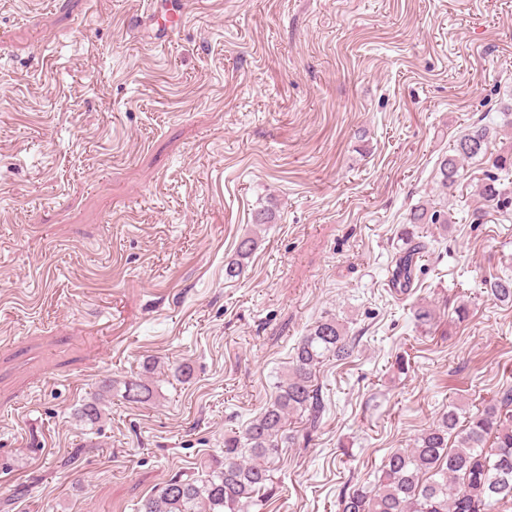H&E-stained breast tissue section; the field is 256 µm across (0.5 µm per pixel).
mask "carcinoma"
Returning <instances> with one entry per match:
<instances>
[{
  "label": "carcinoma",
  "instance_id": "cac0c4a2",
  "mask_svg": "<svg viewBox=\"0 0 512 512\" xmlns=\"http://www.w3.org/2000/svg\"><path fill=\"white\" fill-rule=\"evenodd\" d=\"M489 129L474 125L455 141L452 153L440 162L441 182L451 187L462 163L487 152ZM437 212L418 206L409 223H438ZM256 248L246 235L236 247L225 274L241 275ZM425 244L415 239L400 251L392 280L408 287ZM491 297L512 304V277L489 284ZM352 337L333 317L319 320L294 347L292 365L279 382L274 400L239 435L224 438V455L205 466L201 474L177 476L141 505L139 512H250L257 497L273 490V464L281 455L288 416L301 413L316 425L325 410L314 384L317 367L329 357L343 360L352 354ZM123 398L145 403L153 388L142 378L123 382ZM112 392V380H101L100 393L78 409V420L95 425L103 413L102 400ZM512 503V388L459 426L456 407H448L437 424L423 432L413 447L392 451L368 485L346 489L336 501V512H496Z\"/></svg>",
  "mask_w": 512,
  "mask_h": 512
}]
</instances>
